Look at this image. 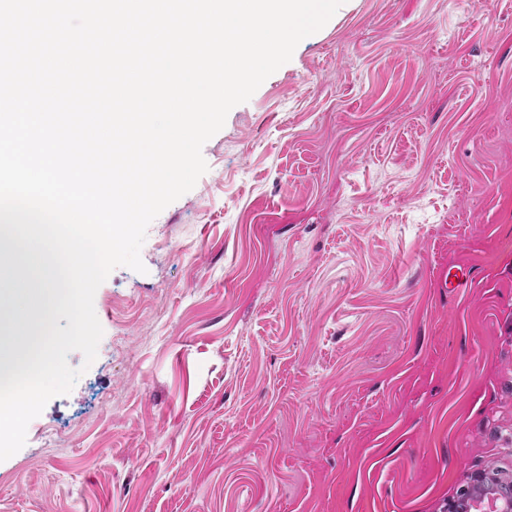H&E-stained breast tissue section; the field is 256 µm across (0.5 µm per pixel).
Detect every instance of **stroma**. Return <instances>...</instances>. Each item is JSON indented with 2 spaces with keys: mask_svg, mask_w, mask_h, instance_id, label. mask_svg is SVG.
I'll list each match as a JSON object with an SVG mask.
<instances>
[{
  "mask_svg": "<svg viewBox=\"0 0 512 512\" xmlns=\"http://www.w3.org/2000/svg\"><path fill=\"white\" fill-rule=\"evenodd\" d=\"M202 154L0 512H443L512 475V0H345Z\"/></svg>",
  "mask_w": 512,
  "mask_h": 512,
  "instance_id": "obj_1",
  "label": "stroma"
}]
</instances>
